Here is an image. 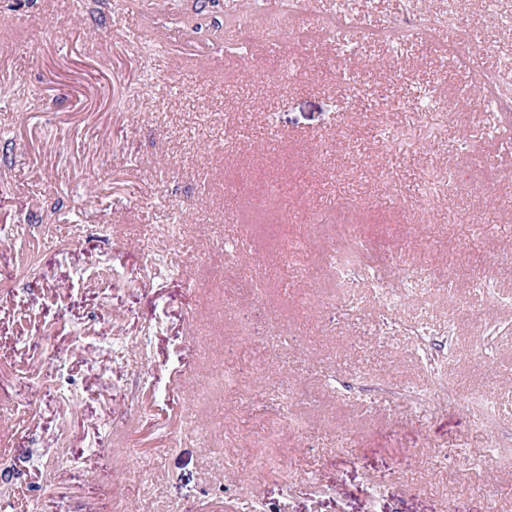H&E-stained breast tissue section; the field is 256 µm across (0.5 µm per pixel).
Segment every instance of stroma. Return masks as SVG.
I'll list each match as a JSON object with an SVG mask.
<instances>
[{
  "instance_id": "stroma-1",
  "label": "stroma",
  "mask_w": 512,
  "mask_h": 512,
  "mask_svg": "<svg viewBox=\"0 0 512 512\" xmlns=\"http://www.w3.org/2000/svg\"><path fill=\"white\" fill-rule=\"evenodd\" d=\"M198 8L0 0V512H512V149L471 92L512 65V0H350L353 54L317 39L282 82L280 53L234 50L228 20L313 29L336 0H219L196 29ZM450 10L480 36L468 66L375 37ZM144 26L168 43L132 44ZM342 224L386 288L437 276L392 319L450 343L456 398L370 286L336 306ZM245 234L266 296L240 289L231 316L202 259Z\"/></svg>"
}]
</instances>
